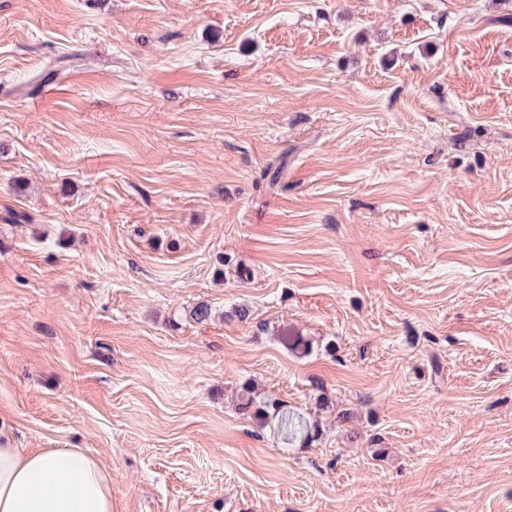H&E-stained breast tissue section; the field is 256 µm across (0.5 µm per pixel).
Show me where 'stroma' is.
I'll use <instances>...</instances> for the list:
<instances>
[{
	"label": "stroma",
	"instance_id": "stroma-1",
	"mask_svg": "<svg viewBox=\"0 0 512 512\" xmlns=\"http://www.w3.org/2000/svg\"><path fill=\"white\" fill-rule=\"evenodd\" d=\"M510 13L0 0V435L113 512H512ZM237 408L239 413L263 426L270 418L277 419V436L283 444L293 445L298 440L310 443L318 439L319 426L291 412L276 400L257 401L252 395L250 383L241 386Z\"/></svg>",
	"mask_w": 512,
	"mask_h": 512
}]
</instances>
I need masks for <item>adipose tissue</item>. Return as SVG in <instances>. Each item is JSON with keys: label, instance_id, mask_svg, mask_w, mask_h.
<instances>
[{"label": "adipose tissue", "instance_id": "adipose-tissue-1", "mask_svg": "<svg viewBox=\"0 0 512 512\" xmlns=\"http://www.w3.org/2000/svg\"><path fill=\"white\" fill-rule=\"evenodd\" d=\"M0 512H112V477L82 449L30 451L0 439Z\"/></svg>", "mask_w": 512, "mask_h": 512}]
</instances>
